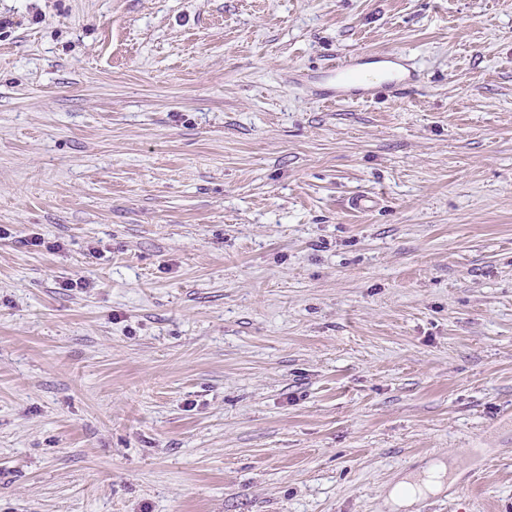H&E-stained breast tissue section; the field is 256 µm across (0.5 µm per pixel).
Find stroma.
Masks as SVG:
<instances>
[{"mask_svg": "<svg viewBox=\"0 0 512 512\" xmlns=\"http://www.w3.org/2000/svg\"><path fill=\"white\" fill-rule=\"evenodd\" d=\"M394 50L400 97L305 79ZM440 462L407 512H512V0H0V512Z\"/></svg>", "mask_w": 512, "mask_h": 512, "instance_id": "35a3bbf8", "label": "stroma"}]
</instances>
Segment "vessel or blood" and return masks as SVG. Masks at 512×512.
Here are the masks:
<instances>
[{"label":"vessel or blood","instance_id":"vessel-or-blood-1","mask_svg":"<svg viewBox=\"0 0 512 512\" xmlns=\"http://www.w3.org/2000/svg\"><path fill=\"white\" fill-rule=\"evenodd\" d=\"M406 58L402 51L385 52L378 56L380 69L369 70L363 55L355 54L312 74L310 80L327 100L368 102L383 91L399 94L417 84L418 77L408 68Z\"/></svg>","mask_w":512,"mask_h":512}]
</instances>
